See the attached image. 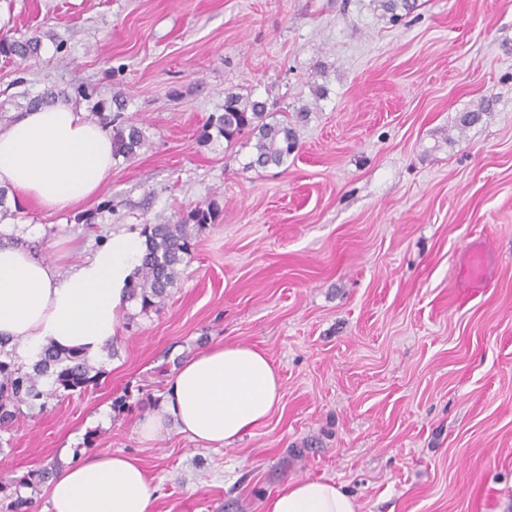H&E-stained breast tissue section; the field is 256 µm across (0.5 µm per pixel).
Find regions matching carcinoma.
I'll return each mask as SVG.
<instances>
[{
	"label": "carcinoma",
	"instance_id": "obj_1",
	"mask_svg": "<svg viewBox=\"0 0 512 512\" xmlns=\"http://www.w3.org/2000/svg\"><path fill=\"white\" fill-rule=\"evenodd\" d=\"M385 12L397 16V10L411 12L417 0H377ZM40 39L0 38V55L25 61L38 54ZM272 113L267 103L251 95L229 92L224 96V112L211 119L209 126L224 138L226 147H233L240 138L255 139V153L245 168H268L283 165L297 149L293 128L288 119L269 121ZM112 125L114 156L132 158L145 145L142 130L124 120L117 111L109 121ZM215 219L212 205L197 207L187 218L174 224H145L146 253L129 288L128 299L139 305L140 313L160 309L178 281L180 267L187 263L192 248V232ZM92 366L78 349L61 350L49 345L28 368L18 364L15 346L0 340V432H8L24 409L50 396H69L84 391L93 384ZM58 465L49 463L21 476L0 480V492L12 489L0 497V512H30L32 498L23 490L34 489L56 476Z\"/></svg>",
	"mask_w": 512,
	"mask_h": 512
}]
</instances>
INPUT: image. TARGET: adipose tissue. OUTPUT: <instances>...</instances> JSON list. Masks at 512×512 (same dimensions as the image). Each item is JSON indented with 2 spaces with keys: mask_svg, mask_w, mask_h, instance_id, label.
<instances>
[{
  "mask_svg": "<svg viewBox=\"0 0 512 512\" xmlns=\"http://www.w3.org/2000/svg\"><path fill=\"white\" fill-rule=\"evenodd\" d=\"M113 161L111 133L69 101L24 112L0 131V186L11 188L19 203L65 211L110 181ZM144 251L139 233H114L63 278L52 263L0 243V337L16 344L25 364L49 344L96 360L117 333L126 288ZM280 401L268 356L224 344L182 365L139 429L149 440L173 428L218 448L263 424ZM155 499L143 469L122 453L69 466L50 484L51 512H152ZM264 512H357V504L334 482L293 480L266 500Z\"/></svg>",
  "mask_w": 512,
  "mask_h": 512,
  "instance_id": "adipose-tissue-1",
  "label": "adipose tissue"
}]
</instances>
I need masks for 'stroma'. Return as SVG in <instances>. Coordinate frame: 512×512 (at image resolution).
I'll use <instances>...</instances> for the list:
<instances>
[{
  "mask_svg": "<svg viewBox=\"0 0 512 512\" xmlns=\"http://www.w3.org/2000/svg\"><path fill=\"white\" fill-rule=\"evenodd\" d=\"M0 128L25 95H122L146 144L62 213L5 202L10 242L60 276L108 235L213 205L163 307L122 312L87 390L27 410L0 475L104 452L138 459L153 512H264L322 478L358 512H512V0H0ZM308 114L299 149L250 169L207 133L227 92ZM491 283L458 285L470 242ZM224 343L265 352L281 404L233 445L138 432L177 368ZM40 39L36 36L23 39L0 38V55L25 61L38 54Z\"/></svg>",
  "mask_w": 512,
  "mask_h": 512,
  "instance_id": "1",
  "label": "stroma"
}]
</instances>
